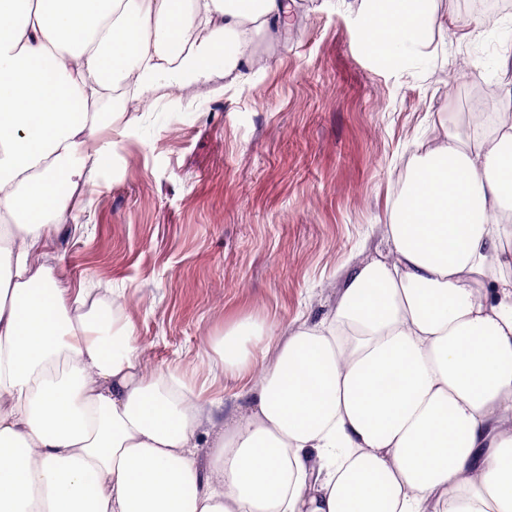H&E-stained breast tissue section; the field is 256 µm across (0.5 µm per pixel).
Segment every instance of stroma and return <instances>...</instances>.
Returning a JSON list of instances; mask_svg holds the SVG:
<instances>
[{
  "label": "stroma",
  "mask_w": 512,
  "mask_h": 512,
  "mask_svg": "<svg viewBox=\"0 0 512 512\" xmlns=\"http://www.w3.org/2000/svg\"><path fill=\"white\" fill-rule=\"evenodd\" d=\"M362 0H297L232 85L105 107L107 153L57 216L40 260L72 293L115 300L154 374L176 369L212 405L197 432L248 409L254 375L215 351L244 320L287 331L336 306L344 277L387 255V224L420 142L475 104L512 110V12L462 11L399 68L361 48Z\"/></svg>",
  "instance_id": "stroma-1"
}]
</instances>
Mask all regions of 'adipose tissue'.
<instances>
[{
  "mask_svg": "<svg viewBox=\"0 0 512 512\" xmlns=\"http://www.w3.org/2000/svg\"><path fill=\"white\" fill-rule=\"evenodd\" d=\"M293 0H0V512H512V120L441 125L389 217L392 252L288 335L246 320L224 371L276 356L209 468L191 380L36 254L104 152L110 83L232 77ZM436 0H364L365 51L422 55Z\"/></svg>",
  "mask_w": 512,
  "mask_h": 512,
  "instance_id": "1",
  "label": "adipose tissue"
}]
</instances>
